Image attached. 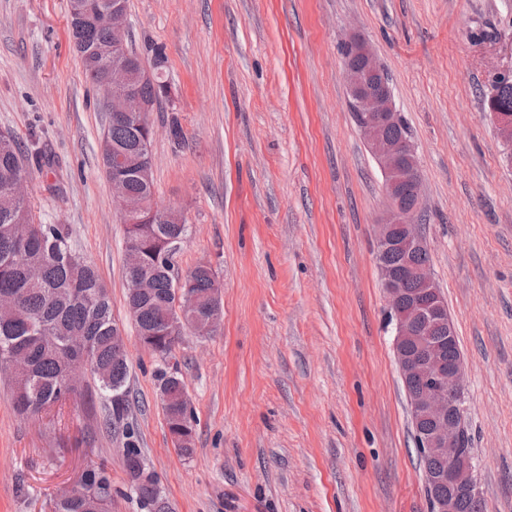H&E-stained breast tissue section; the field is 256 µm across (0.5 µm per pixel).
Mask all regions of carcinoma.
Listing matches in <instances>:
<instances>
[{"label": "carcinoma", "instance_id": "obj_1", "mask_svg": "<svg viewBox=\"0 0 512 512\" xmlns=\"http://www.w3.org/2000/svg\"><path fill=\"white\" fill-rule=\"evenodd\" d=\"M109 0H81V36L90 47L112 40L109 29L95 23L98 12ZM86 77L103 87V73L115 59L102 55H79ZM130 79L140 95L161 106V89L168 84L163 72L155 68L143 79L139 70ZM484 108L512 112V81L491 85L483 100ZM145 127L136 120L108 121L100 144L103 160L112 159V149L123 152L122 172L126 190L134 205L152 203L154 186L138 175V160L144 146ZM28 172L21 144L10 132L0 133V295L15 298L16 307L7 318H0V368L15 366L12 400L21 414L39 415L80 393L79 377L89 375L96 395L106 411V424L121 418L128 409L127 383L130 367L127 354L113 342L114 317L108 290L97 270L84 262L73 249L69 231L59 224L35 223L27 199L11 194V182ZM140 215L123 217L126 241L135 252L139 270L151 277L152 288L137 295H126L137 335L152 353L167 362L178 342L173 326L202 330L210 315L222 312L214 302L212 279L207 268L196 265L185 277L188 295L200 305L199 315L179 317L174 309L175 277L168 260L171 239L187 233L183 222L140 224ZM73 336H81L86 350L69 346ZM163 415L174 448L189 457L194 451L193 416L184 382L167 378V368L158 370ZM123 462L130 487L149 512H168L167 503L154 474L146 468L141 448L127 437ZM90 492L66 498L58 512H106L112 500V483L103 470L84 474Z\"/></svg>", "mask_w": 512, "mask_h": 512}]
</instances>
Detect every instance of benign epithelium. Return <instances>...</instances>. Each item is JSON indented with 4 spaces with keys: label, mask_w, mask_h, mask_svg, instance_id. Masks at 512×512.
Returning <instances> with one entry per match:
<instances>
[{
    "label": "benign epithelium",
    "mask_w": 512,
    "mask_h": 512,
    "mask_svg": "<svg viewBox=\"0 0 512 512\" xmlns=\"http://www.w3.org/2000/svg\"><path fill=\"white\" fill-rule=\"evenodd\" d=\"M112 28V42L117 47L127 43L129 14L116 4L103 16ZM347 44L360 58L356 66L344 65L343 75L349 101L366 146L377 162L384 179L388 207L381 221L374 225L375 259L387 299V313L394 330L393 350L402 378L421 377V384L409 396L413 419H427V428L415 433L423 455L437 457L444 467L427 474L430 483L448 487V494L432 499V512H457L462 497H481L476 477V463L463 451L465 385L462 361L446 366L442 343L421 341L417 320L426 317L448 325V339L455 337L453 325L441 305V295L428 266H408L410 275L422 279L428 289L413 297L403 287V277L384 261V255L398 251L409 258L424 247V236L418 224L422 195V172L415 141H394L385 135L391 125L401 122L386 68L371 47L357 33ZM133 60L115 66L106 73V108L116 118L146 122L147 140H152L154 127L148 116L155 103L144 99L129 79ZM493 117L501 139L512 146V115L495 112ZM112 199L122 214L131 210L125 181L118 170H112ZM127 287L144 291L151 287L150 277L127 263Z\"/></svg>",
    "instance_id": "1"
}]
</instances>
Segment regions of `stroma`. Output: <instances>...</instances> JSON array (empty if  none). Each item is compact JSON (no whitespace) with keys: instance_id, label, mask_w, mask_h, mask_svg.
Masks as SVG:
<instances>
[{"instance_id":"1","label":"stroma","mask_w":512,"mask_h":512,"mask_svg":"<svg viewBox=\"0 0 512 512\" xmlns=\"http://www.w3.org/2000/svg\"><path fill=\"white\" fill-rule=\"evenodd\" d=\"M128 13L136 51L166 56L171 99L148 119L154 203L188 225L175 265L210 263L222 287L221 328L174 349L194 453L174 448L159 360L127 312L105 93L71 46L68 0H0V131L51 157L31 170L33 213L65 225L104 279L130 365V409L109 427L94 395L58 421L18 415L0 374V512H53L99 467L111 512H143L130 434L173 512H430L374 258L383 177L342 78L355 31L418 146L484 512H512V164L483 106L489 70L512 64V0H129Z\"/></svg>"}]
</instances>
